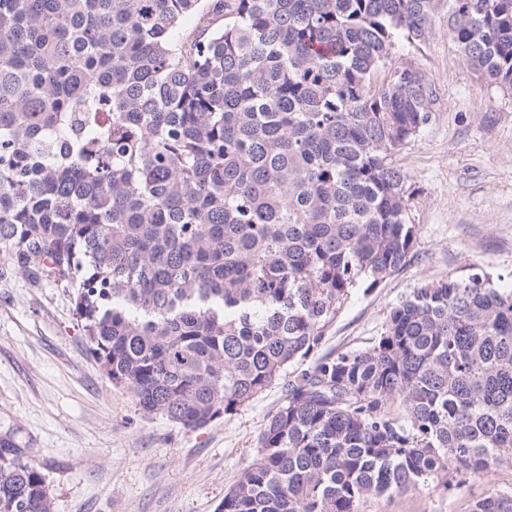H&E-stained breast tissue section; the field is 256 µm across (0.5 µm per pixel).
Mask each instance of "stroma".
I'll list each match as a JSON object with an SVG mask.
<instances>
[{
    "label": "stroma",
    "mask_w": 512,
    "mask_h": 512,
    "mask_svg": "<svg viewBox=\"0 0 512 512\" xmlns=\"http://www.w3.org/2000/svg\"><path fill=\"white\" fill-rule=\"evenodd\" d=\"M434 84L431 122L397 155L419 228L406 267L342 308L323 353L363 349L420 284L490 275L512 288V91L479 78L448 32L439 0L419 45L402 44ZM273 384L236 414L191 432L140 410L87 351L63 289L0 260V433L16 432L43 471L54 512H215L283 402ZM512 491V467L444 488L432 484L369 499L363 512H470L477 499Z\"/></svg>",
    "instance_id": "1"
}]
</instances>
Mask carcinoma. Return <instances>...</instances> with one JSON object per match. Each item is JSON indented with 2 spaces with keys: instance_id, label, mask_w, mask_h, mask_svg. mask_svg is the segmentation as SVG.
I'll return each mask as SVG.
<instances>
[{
  "instance_id": "cac0c4a2",
  "label": "carcinoma",
  "mask_w": 512,
  "mask_h": 512,
  "mask_svg": "<svg viewBox=\"0 0 512 512\" xmlns=\"http://www.w3.org/2000/svg\"><path fill=\"white\" fill-rule=\"evenodd\" d=\"M0 0V256L72 293L89 355L196 431L279 380L216 512H361L512 466V289L421 284L364 350L314 357L358 287L409 263L394 160L433 84L395 61L438 0ZM512 90V0H448ZM0 512H53L0 436ZM471 512H512V495Z\"/></svg>"
}]
</instances>
